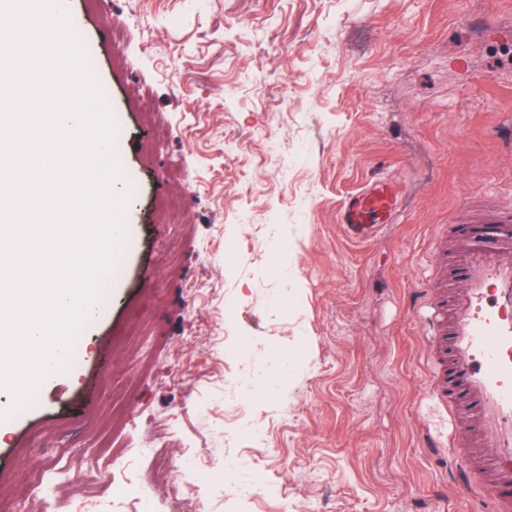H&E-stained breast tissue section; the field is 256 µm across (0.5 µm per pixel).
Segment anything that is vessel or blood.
Instances as JSON below:
<instances>
[{
	"mask_svg": "<svg viewBox=\"0 0 512 512\" xmlns=\"http://www.w3.org/2000/svg\"><path fill=\"white\" fill-rule=\"evenodd\" d=\"M388 185L349 195L338 213L346 235L371 240L393 216ZM453 261L464 284L440 293L427 321L438 355L433 401L464 397V418L448 440L462 460L460 497L512 512V205L457 225Z\"/></svg>",
	"mask_w": 512,
	"mask_h": 512,
	"instance_id": "obj_1",
	"label": "vessel or blood"
}]
</instances>
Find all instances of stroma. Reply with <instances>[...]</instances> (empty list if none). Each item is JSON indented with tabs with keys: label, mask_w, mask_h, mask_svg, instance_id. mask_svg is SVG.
<instances>
[{
	"label": "stroma",
	"mask_w": 512,
	"mask_h": 512,
	"mask_svg": "<svg viewBox=\"0 0 512 512\" xmlns=\"http://www.w3.org/2000/svg\"><path fill=\"white\" fill-rule=\"evenodd\" d=\"M91 2L131 243L0 421V483L53 460L23 512H180L142 480L165 451L199 512H475L409 291L448 279L430 244L467 206L512 202V0ZM383 180L395 216L353 244L339 208Z\"/></svg>",
	"instance_id": "obj_1"
}]
</instances>
